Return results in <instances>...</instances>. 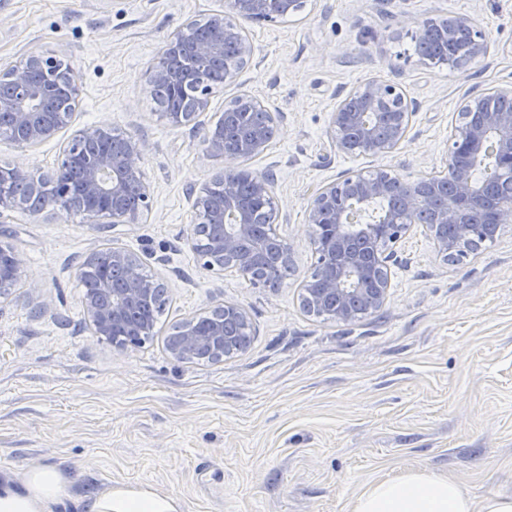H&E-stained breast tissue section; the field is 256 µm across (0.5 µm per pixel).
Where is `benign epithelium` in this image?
<instances>
[{"label":"benign epithelium","mask_w":512,"mask_h":512,"mask_svg":"<svg viewBox=\"0 0 512 512\" xmlns=\"http://www.w3.org/2000/svg\"><path fill=\"white\" fill-rule=\"evenodd\" d=\"M306 0H228V9L210 17L207 31L196 36L193 53L196 62L220 66L224 84L235 82L240 70L253 56L252 44L236 23L248 18L278 23L299 15ZM196 27L189 22L167 40L148 70V82L158 88L191 89V112H167L174 124L189 123L205 111L216 84L192 76L181 68L182 42ZM437 27L450 37L465 35L468 51L454 62L466 71L474 62L490 54L485 33L468 19H428L419 24L415 38L420 40ZM16 87V95L0 97V112L10 114L20 137L21 147L53 139L73 116L70 108L46 109L53 84L68 87V103L80 99L83 87L73 68H66L52 55L32 53L0 75ZM230 107L245 110L260 107L250 92L236 95ZM413 107L399 84L379 79L366 80L338 101L332 113L331 148L341 154L355 152L379 155L400 146L412 128ZM284 122L281 112H266L265 123L229 141L224 128L205 131L203 155L222 159L225 167L215 175L222 186L221 201L210 187L196 194L193 207L207 222L194 226L191 249L201 268L210 272L235 270L254 286L269 287L254 275L257 264L268 257V244L257 237L255 215L240 201L239 176L235 163L262 153ZM452 147L465 155V161L448 165L445 174L435 178L402 181L379 169L367 176L351 175L321 186L308 208V223L324 227L323 235L312 238L318 255L310 277L303 284V304L309 314L327 322L351 323L358 306L365 302L375 312L383 307L389 287V270L395 253L381 242H398L416 224L426 228L437 254L443 260L463 256L477 241L472 224V205L489 195L492 185L474 180L473 169L487 154L495 160L496 178L512 182V89H496L480 95L465 94L455 122L451 124ZM146 144L110 126L82 130L64 145L56 167L48 174L21 164L0 168V178L26 183L32 194H47L53 205L67 215H79L74 198L94 204L86 219L109 224H139L152 210L151 192L144 181L142 164ZM251 191L267 202V223L278 219L272 179L251 177ZM396 197L377 224H354L352 209L380 198ZM500 232L512 224V199L499 203L485 217ZM277 259L289 266L293 244L275 237ZM122 272L114 283L104 276L98 288L85 294L82 305L92 335L117 349L140 347L153 335L154 328L133 319L135 309L168 296L160 280L143 273L140 258L125 249L95 251L79 268L83 275L101 263ZM22 260L8 244L0 243V297L6 298L21 276ZM232 323L246 333L253 326L245 308L237 303L219 302L186 320L177 334L165 340L168 353L179 362L208 355L215 362L236 353L233 335L226 328Z\"/></svg>","instance_id":"7a95c632"}]
</instances>
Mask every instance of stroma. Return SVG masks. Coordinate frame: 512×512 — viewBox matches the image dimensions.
Returning <instances> with one entry per match:
<instances>
[{
  "instance_id": "stroma-1",
  "label": "stroma",
  "mask_w": 512,
  "mask_h": 512,
  "mask_svg": "<svg viewBox=\"0 0 512 512\" xmlns=\"http://www.w3.org/2000/svg\"><path fill=\"white\" fill-rule=\"evenodd\" d=\"M224 9L225 0H0V70L41 52L83 85L70 127L29 148L0 137V164L51 171L73 131L109 125L148 143L154 196L140 224L23 204L0 219V240L23 263L0 299V470L60 466L79 497L148 483L185 512H352L369 485L417 468L474 497L512 492V225L459 263L413 229L384 306L350 324L300 306L316 190L378 168L411 181L442 169L464 92L512 87V0H308L295 18L245 22L253 58L236 84L216 89L194 122L171 124L146 71L182 24ZM440 16L472 20L489 56L465 72L425 65L412 36ZM372 77L399 83L414 103L410 141L377 156L331 151L333 107ZM243 91L285 115L268 149L240 164L273 173L276 232L295 245L277 288L203 270L186 240L198 221L193 192L224 166L203 159V132ZM114 246L170 291L162 327L140 348L97 340L85 320L79 267ZM222 299L247 309L251 347L217 363L173 360L172 326Z\"/></svg>"
}]
</instances>
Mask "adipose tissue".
<instances>
[{
  "label": "adipose tissue",
  "mask_w": 512,
  "mask_h": 512,
  "mask_svg": "<svg viewBox=\"0 0 512 512\" xmlns=\"http://www.w3.org/2000/svg\"><path fill=\"white\" fill-rule=\"evenodd\" d=\"M67 472L37 463L0 474V512H60L71 498ZM82 512H184L183 502L149 484H115L82 497ZM353 512H512V493L480 498L447 476L411 470L375 483L356 500Z\"/></svg>",
  "instance_id": "1"
}]
</instances>
